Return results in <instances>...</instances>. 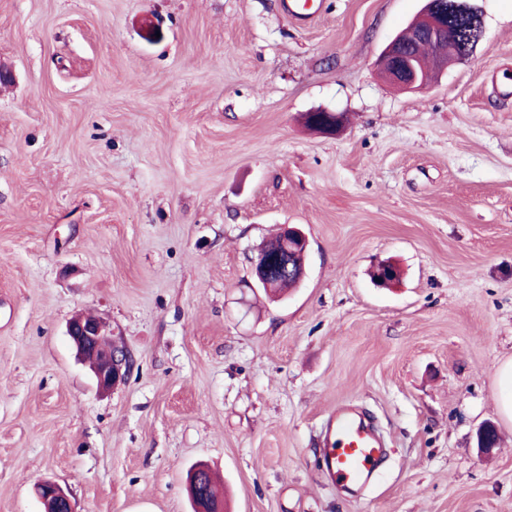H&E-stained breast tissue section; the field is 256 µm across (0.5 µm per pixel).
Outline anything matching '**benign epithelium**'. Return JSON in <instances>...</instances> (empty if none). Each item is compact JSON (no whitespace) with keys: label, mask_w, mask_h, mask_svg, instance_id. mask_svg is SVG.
<instances>
[{"label":"benign epithelium","mask_w":512,"mask_h":512,"mask_svg":"<svg viewBox=\"0 0 512 512\" xmlns=\"http://www.w3.org/2000/svg\"><path fill=\"white\" fill-rule=\"evenodd\" d=\"M464 16L478 29L475 41L460 48L451 36L448 13ZM409 28L417 36L438 46L435 55L425 61L407 50L400 38H395L383 52L379 65L385 78L403 91H415L428 85L433 76L442 73L449 66L471 59L484 38V20L481 12L472 5L471 0H448V5L439 0H427L422 12L410 23ZM306 125L320 133L333 134L343 123V115L327 110H316L305 115ZM279 237L284 250L267 256L260 252L251 259V276L256 285L272 292L276 287L275 279L287 277L301 283L306 274V256L309 247L307 236L296 226L284 225ZM68 335L77 352L82 357L94 354L91 369L98 387L110 390L125 380L132 368V359L128 352L112 346V338L98 318L76 315L68 325ZM498 433L491 424L484 425L477 435L479 451L486 452L497 442ZM35 495L41 502L56 501L63 504L67 512H74L72 503L64 490L56 483L44 480L35 488Z\"/></svg>","instance_id":"7a95c632"}]
</instances>
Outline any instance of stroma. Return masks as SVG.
Masks as SVG:
<instances>
[{
    "label": "stroma",
    "mask_w": 512,
    "mask_h": 512,
    "mask_svg": "<svg viewBox=\"0 0 512 512\" xmlns=\"http://www.w3.org/2000/svg\"><path fill=\"white\" fill-rule=\"evenodd\" d=\"M283 2L0 0V512H42V479L192 512L199 463L228 512H512V0L413 92L375 62L424 0ZM283 224L310 250L274 302L250 260ZM78 313L133 360L110 392ZM340 405L385 441L357 496L316 467ZM306 125L320 133L333 134L343 123V115L327 110H316L305 115ZM500 387L498 403L503 416L512 421V359L502 363L497 370Z\"/></svg>",
    "instance_id": "1"
}]
</instances>
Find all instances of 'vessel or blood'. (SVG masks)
<instances>
[{"mask_svg":"<svg viewBox=\"0 0 512 512\" xmlns=\"http://www.w3.org/2000/svg\"><path fill=\"white\" fill-rule=\"evenodd\" d=\"M327 436L319 466L328 481L342 487L368 482L382 453L380 441L369 425L348 409L340 408L329 418Z\"/></svg>","mask_w":512,"mask_h":512,"instance_id":"vessel-or-blood-1","label":"vessel or blood"}]
</instances>
